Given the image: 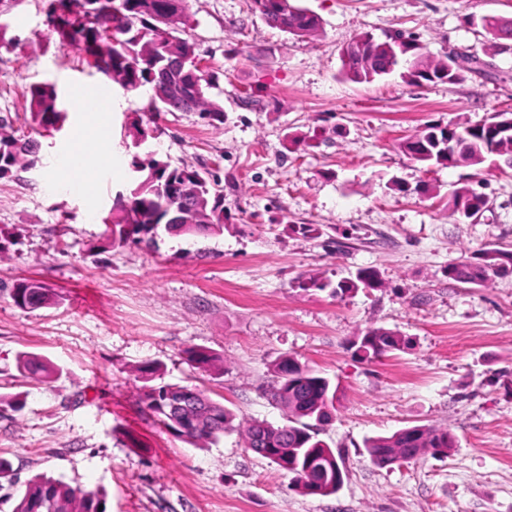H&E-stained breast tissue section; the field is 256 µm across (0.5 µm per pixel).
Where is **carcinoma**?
Returning <instances> with one entry per match:
<instances>
[{
	"label": "carcinoma",
	"instance_id": "cac0c4a2",
	"mask_svg": "<svg viewBox=\"0 0 512 512\" xmlns=\"http://www.w3.org/2000/svg\"><path fill=\"white\" fill-rule=\"evenodd\" d=\"M255 12L271 27L297 38L306 39L320 29V18L300 4V0H252ZM46 22L62 49L75 48L99 73L118 83L126 92L150 91L147 112H199L214 124L224 121V108L208 100L214 77L198 68L194 44L185 37L186 0H48ZM368 54L357 53L354 42L341 52L342 76L353 83H370L401 66L404 59H416L414 69L403 67L401 77L410 85L428 83L455 84L463 80L464 70L448 68V59H433L413 36L399 30L378 40L364 33ZM33 131L60 129L66 112L57 87L36 82L28 89ZM507 120L511 112H493L481 123L448 128L430 125L420 134L398 143L401 152L429 166H470L478 169L486 163L512 168V134L491 140L486 131ZM11 126L7 116H0V176L8 174L27 160L37 162L38 143L26 136L6 134ZM454 139L457 153L448 152L446 143ZM131 166L138 173L128 194L118 193L112 207V245L155 242L154 231L166 223V206L177 195V185L193 180L199 191V208L191 216L192 224L184 234L196 235L224 228V194L204 173L189 167H174L153 156L133 157ZM487 198L473 186L464 184L448 194V208L468 217L483 210ZM512 274V251L488 248L475 261L451 263L448 278L462 284L483 285L493 277ZM374 271L360 270L350 283L337 284L333 293L359 288H376ZM12 299L20 307H44L56 302V295L40 283L22 280L14 284ZM399 333L374 328L356 342L357 351L368 360L380 359L400 349ZM197 368L219 371L220 359L205 348L187 351ZM18 367L32 375L56 374V370L30 354L18 356ZM141 403L157 417L169 432L197 448L216 443L224 431L232 428L233 414L224 406L196 392L194 407L183 415L168 412L171 384H151L155 370L144 368ZM338 385L321 373L301 364L290 355L281 356L273 366V380L267 395L285 412V423L272 424L252 419L239 426L247 448L269 449L268 461L291 476L292 483L304 494L330 496L343 485L344 462L322 440L311 422H328L335 411ZM456 447L453 432L434 426H406L389 436L365 441L371 462L387 467L409 462L422 454L446 459ZM102 496L82 491L53 478L38 477L27 482L12 512H105L99 509Z\"/></svg>",
	"mask_w": 512,
	"mask_h": 512
}]
</instances>
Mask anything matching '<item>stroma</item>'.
Instances as JSON below:
<instances>
[{
  "label": "stroma",
  "instance_id": "35a3bbf8",
  "mask_svg": "<svg viewBox=\"0 0 512 512\" xmlns=\"http://www.w3.org/2000/svg\"><path fill=\"white\" fill-rule=\"evenodd\" d=\"M321 19L315 37L269 27L251 0H188L186 32L217 76L214 125L165 112L153 149L174 166L208 173L224 189V229L162 235L156 247L109 243L105 217L132 184L135 125L146 92L113 89L102 118L112 172L76 112V96L102 82L79 53L60 49L47 0H0V115L29 130L27 91L57 84L67 118L39 136L35 166L0 179V512L38 475L102 494L105 512H512V275L484 285L448 277L453 262L512 246V169L426 167L398 149L427 125L476 124L512 112V52L486 56L479 20L512 19V0H302ZM414 33L437 58L452 51L488 65L456 84L411 86L399 74L357 84L341 50L362 33ZM80 146L87 189L64 191L55 159ZM483 182L488 204L466 218L448 207L458 183ZM381 285L331 294L358 270ZM57 295L25 308L14 283ZM392 329L402 350L368 361L355 342ZM215 352L220 373H200L185 351ZM53 365L40 380L19 354ZM338 383L319 437L346 477L309 496L248 451L239 430L196 448L141 403L136 369L155 364L163 384L203 390L237 422L279 424L268 400L283 355ZM412 425L447 427L451 456L380 468L363 442Z\"/></svg>",
  "mask_w": 512,
  "mask_h": 512
}]
</instances>
